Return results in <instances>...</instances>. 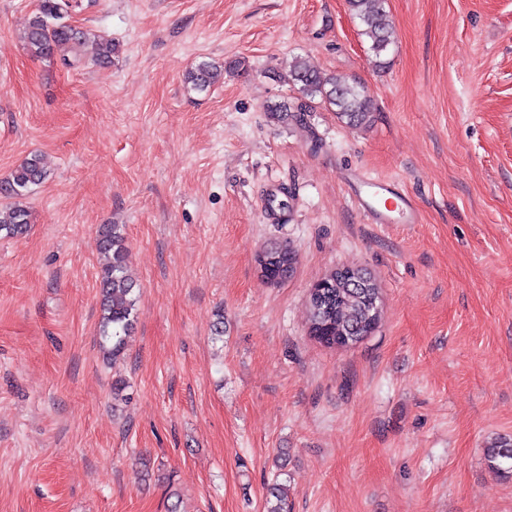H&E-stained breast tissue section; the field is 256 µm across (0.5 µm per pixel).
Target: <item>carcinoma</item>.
Wrapping results in <instances>:
<instances>
[{
  "label": "carcinoma",
  "mask_w": 512,
  "mask_h": 512,
  "mask_svg": "<svg viewBox=\"0 0 512 512\" xmlns=\"http://www.w3.org/2000/svg\"><path fill=\"white\" fill-rule=\"evenodd\" d=\"M353 16L362 26V35L370 42L369 51L378 66L385 65L383 55L391 45L392 22L385 9V0H348ZM74 5L67 0H38L37 7L22 35L29 53L40 59H50L56 52L69 47L75 51L88 41L96 45L95 60L112 62L116 44L101 36L72 25L68 21ZM215 66L200 62L190 70L185 82L190 88L204 91L213 83ZM287 80L299 86L302 95L313 102L336 108V115L346 126L365 128L374 121L376 105L365 88L356 82L326 77L311 69L302 59H295L288 69ZM48 178L43 159L32 154L10 175L0 180V198L6 201L0 208V235L17 237L25 234L30 224V212L22 203L31 187ZM99 248L104 257L100 272V349L109 359L125 350L126 336L133 325L138 303L136 284L129 275V254L121 225L104 224L99 230ZM265 255L276 259L267 281L278 283L289 278L296 264V254L289 246L273 244ZM318 302H309V334L329 347L336 338L347 337L356 344L377 327L380 315V292L375 288H355L347 282L330 281L322 289ZM485 460L496 474L512 473V438L492 440L485 448ZM266 512H288L287 496L275 486L267 499Z\"/></svg>",
  "instance_id": "obj_1"
}]
</instances>
